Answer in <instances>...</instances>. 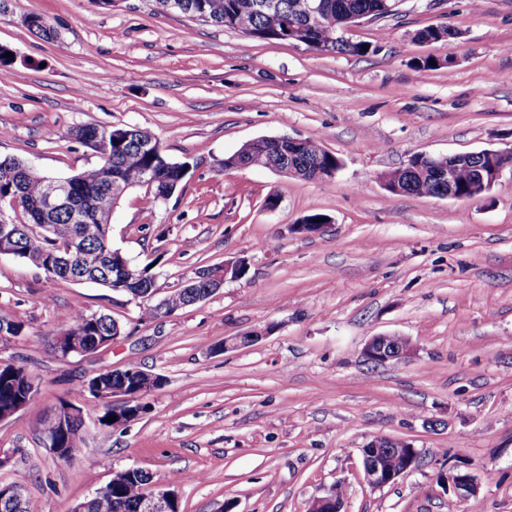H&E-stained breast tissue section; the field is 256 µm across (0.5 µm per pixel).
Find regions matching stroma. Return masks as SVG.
Masks as SVG:
<instances>
[{
  "mask_svg": "<svg viewBox=\"0 0 512 512\" xmlns=\"http://www.w3.org/2000/svg\"><path fill=\"white\" fill-rule=\"evenodd\" d=\"M29 15L53 38L26 26ZM432 25L460 36L415 40ZM345 36L368 53L250 40L154 0L0 7V44L14 52L0 70V155L66 177L100 162L73 129L149 130L189 173L168 200L123 197L113 247L152 264L163 295L200 267L246 265L207 300L144 321L130 296L0 256V304L25 325L0 342V359L24 364L37 387L0 422L13 454L0 480L24 483L36 512H73L129 467L168 480L182 512H307L338 481L347 512H512V170L467 201L383 182L418 152L512 145V0H401L396 15ZM428 56L452 63L420 67ZM280 136L318 141L340 169L304 181L220 168L245 143ZM313 213L329 217L323 231H296ZM95 311L125 335L85 358L53 353V336ZM253 330L256 342L223 350ZM380 334L406 337L414 353L366 363ZM130 366L164 379L145 413L113 429L88 411L69 462L42 447L41 422L61 402L82 404V381ZM376 436L422 453L380 490L363 480L361 449ZM466 468L479 489L454 497L437 476Z\"/></svg>",
  "mask_w": 512,
  "mask_h": 512,
  "instance_id": "obj_1",
  "label": "stroma"
}]
</instances>
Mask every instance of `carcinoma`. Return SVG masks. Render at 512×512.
Here are the masks:
<instances>
[{
	"label": "carcinoma",
	"mask_w": 512,
	"mask_h": 512,
	"mask_svg": "<svg viewBox=\"0 0 512 512\" xmlns=\"http://www.w3.org/2000/svg\"><path fill=\"white\" fill-rule=\"evenodd\" d=\"M391 4L395 0H322L324 9L317 20L308 21L296 10V0H277V5L268 8L262 0H155L162 11L183 10L192 6V13L208 17L209 22L224 28L235 29L244 15L251 16V29L245 36L252 39L282 41L286 29L295 26L304 31L301 40L318 53H340L361 55L366 53L364 44L352 42L341 35L350 23L351 15L381 11L382 2ZM459 32L451 26L425 27L417 33L425 43L451 42ZM100 125H87L74 130L76 139L96 153L105 156L101 163L78 174L79 184L73 191V200L49 211L40 210L49 175L26 164L25 160L14 157H0V193L17 195L18 214L16 220L28 225L26 233L19 239L18 257L29 262L42 261L41 271L51 279L72 282H96V276L122 263L112 238L102 236L101 227L111 225L112 201L106 195L105 181L116 176L133 188H143L153 199L163 192H177L185 179L188 163L172 161L166 152L149 145L153 134L139 127H124V131L107 137L100 136V146L90 145ZM267 161L277 167L288 162L297 164L304 171L303 179L319 181L330 171L336 170L340 159L323 148L317 141L303 139L301 152L293 158L288 154L272 150ZM414 172L403 174L404 193L415 196L433 197L439 191L438 182L430 175L432 161L425 153L410 157ZM456 194L463 200L473 198L471 172L462 167L456 174ZM81 213L84 221L76 222L72 211ZM81 237L84 243L83 256L73 257L71 267L60 266L56 256L68 246L72 236ZM218 270L216 266L199 269L181 288L171 291L162 305L151 301L152 289L156 288L155 274L151 265L142 268L129 265L123 275H114L102 285L112 291L140 300V319L156 320L174 314L193 305L196 296L207 292V277ZM116 319L109 313L92 312L76 314L69 328L82 331L88 336H109L115 328ZM19 374L21 369L7 366L0 370V408L11 405L17 398L14 386L7 382L11 373ZM147 493V481L134 473L123 483L112 486V497L96 502L89 512H137L140 499Z\"/></svg>",
	"instance_id": "carcinoma-1"
}]
</instances>
